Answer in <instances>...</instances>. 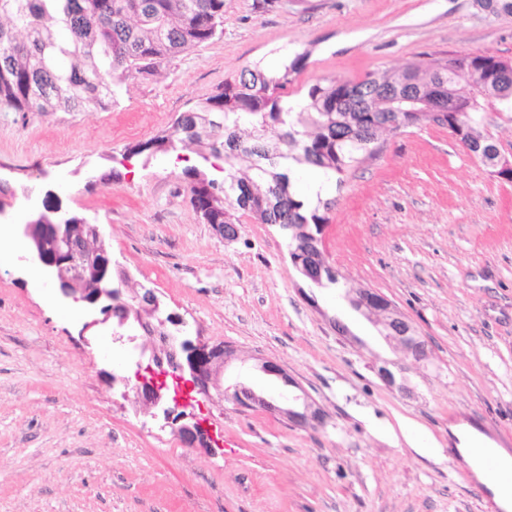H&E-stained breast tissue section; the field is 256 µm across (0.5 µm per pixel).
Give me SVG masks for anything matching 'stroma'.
<instances>
[{
	"label": "stroma",
	"instance_id": "1",
	"mask_svg": "<svg viewBox=\"0 0 512 512\" xmlns=\"http://www.w3.org/2000/svg\"><path fill=\"white\" fill-rule=\"evenodd\" d=\"M303 52L295 99L425 53L512 59V15L474 0H224L221 35L160 72L132 73L110 110L0 108L11 221L28 218L24 191L37 201L55 191L100 224L113 261L156 289L190 335L237 349L225 383L323 416L303 426L203 397L191 411L214 450H190L138 400V367L111 330L60 302L12 234L0 240V512H490L447 451L458 424L512 451V182L429 126L389 138L344 187L323 191L329 261L345 287L373 289L411 319L431 353L417 365L307 283L276 227L244 216L228 241L205 224L182 183L196 153L123 157L225 78ZM261 358L284 377L262 373ZM403 418L419 426L420 447L401 440Z\"/></svg>",
	"mask_w": 512,
	"mask_h": 512
}]
</instances>
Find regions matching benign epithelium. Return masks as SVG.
Wrapping results in <instances>:
<instances>
[{
	"label": "benign epithelium",
	"mask_w": 512,
	"mask_h": 512,
	"mask_svg": "<svg viewBox=\"0 0 512 512\" xmlns=\"http://www.w3.org/2000/svg\"><path fill=\"white\" fill-rule=\"evenodd\" d=\"M488 153L496 175L509 179L512 152L497 145L490 147ZM73 217L53 191H46L42 207L30 209L26 223L13 225L14 233L27 242L21 261L55 286L59 300L82 302L90 313L102 315L84 328L110 322L117 338H125L131 344V358L149 356L152 366L136 387L137 397L153 410V415L161 414L166 423L175 426L186 447L211 451L207 429L186 412L192 392L208 397L214 389L229 395L239 405L285 413L299 424L321 422L322 415L317 409L305 413L285 410L274 399L260 396L242 383L227 387L221 384V372L236 356L234 348L222 342L210 344L181 336L179 326L183 325V318L176 312L163 310L152 288L143 287L123 299L120 289L112 287V281L116 278L123 282L129 273L112 263L99 225L84 217L74 224ZM373 294L374 290L363 288L353 304L363 308L382 327L387 342L401 347L415 360L427 358V346L411 320L392 303L376 301ZM186 374L189 395L169 396L165 379L169 376L182 379Z\"/></svg>",
	"instance_id": "benign-epithelium-1"
}]
</instances>
